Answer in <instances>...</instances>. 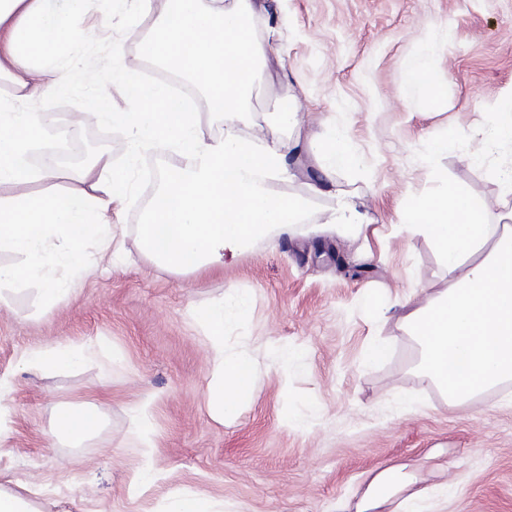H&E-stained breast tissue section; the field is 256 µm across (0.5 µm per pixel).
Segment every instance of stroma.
I'll use <instances>...</instances> for the list:
<instances>
[{
    "label": "stroma",
    "instance_id": "1",
    "mask_svg": "<svg viewBox=\"0 0 512 512\" xmlns=\"http://www.w3.org/2000/svg\"><path fill=\"white\" fill-rule=\"evenodd\" d=\"M259 37L281 53L261 68L237 132L298 142L292 174L271 189L305 202L291 234L269 231L224 266L176 273L144 255L138 226L159 175L153 165H181L163 146L141 150L134 178L112 214L120 257L87 242L88 273L55 302L36 280L0 286V485L39 492L37 512H167L172 495L196 493L216 512H338L356 501L386 466L430 484H452L445 512H512V382L451 406L420 383L414 341L395 320L370 311L412 296L432 298L448 273L431 242L401 221L408 201L455 184L476 202L498 196L512 151L491 149L487 119L512 94V0H267ZM153 17L109 23L88 12L77 53L145 73L140 48ZM123 45L113 59L108 39ZM434 57L430 81L441 90L407 89L405 67L423 50ZM77 88L39 106L45 126L61 128L63 149L35 142L36 163L53 160L56 189L69 186L88 140L124 161V128L108 127ZM295 112L285 124L279 114ZM342 131L360 164L337 169L336 186L366 203L364 224L327 225L336 199L311 196L319 144ZM460 148L421 165L448 132ZM237 291L249 310L224 329L228 351L256 369L249 401L229 422L215 421L206 386L208 345L189 312ZM390 355L370 365L374 338ZM305 349L288 374L267 341ZM94 357L45 369L25 366L34 347L81 350ZM151 398V438L158 480L139 478L144 447L130 406ZM413 398V409L402 406ZM97 412L99 429L81 444L55 437L56 417Z\"/></svg>",
    "mask_w": 512,
    "mask_h": 512
}]
</instances>
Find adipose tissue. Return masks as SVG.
Segmentation results:
<instances>
[{"label":"adipose tissue","mask_w":512,"mask_h":512,"mask_svg":"<svg viewBox=\"0 0 512 512\" xmlns=\"http://www.w3.org/2000/svg\"><path fill=\"white\" fill-rule=\"evenodd\" d=\"M92 7L108 16L127 8L154 16V31L144 42L147 56L200 80L212 114L227 120L223 135H204L199 114L173 101L166 87L149 88L120 66L103 69L92 58L66 54L65 45L79 43L82 18ZM263 8L262 0H210L204 9L197 0H0L6 41L0 77L9 76L13 87L0 94V189L13 190L0 196V249L24 257L0 265V285L43 280L47 300L54 301L69 293L82 272L87 240L115 254L121 250L112 207L129 183L127 166L102 153L74 172L72 189L39 193L36 185L54 179L57 169L27 160L29 145L47 135L32 102L88 82L104 90L123 87L131 110L104 118L125 128L131 151L163 142L184 159L167 173L149 222L139 227L146 256L175 271L220 267L225 250L273 228L288 233L299 223L301 203L268 187L287 173L296 144L243 138L235 131L256 68L279 52L272 39H257L248 26ZM317 163L320 176L310 191L323 195L332 191L337 167L356 166L358 159L340 138L319 147ZM493 209L501 223H489ZM402 219L431 239L448 272V286L437 297L399 305L397 321L419 348L421 381L456 405L511 380L512 171L503 176L494 203H475L448 184L413 198ZM53 266L67 269L68 277L50 276ZM248 308L231 291L194 314L209 348L207 397L219 421L233 416L255 386L251 359L224 345L225 327ZM394 499L401 512H425L431 500L447 502L448 492L417 486L388 467L371 479L356 512H379Z\"/></svg>","instance_id":"1"}]
</instances>
